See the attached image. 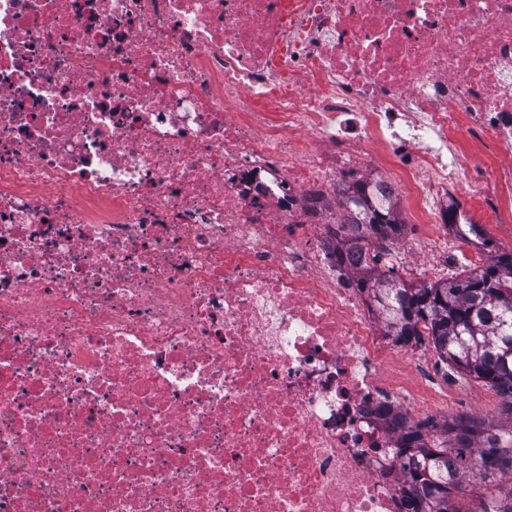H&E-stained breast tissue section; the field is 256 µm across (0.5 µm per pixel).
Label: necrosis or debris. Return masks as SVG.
<instances>
[{
  "mask_svg": "<svg viewBox=\"0 0 512 512\" xmlns=\"http://www.w3.org/2000/svg\"><path fill=\"white\" fill-rule=\"evenodd\" d=\"M359 183L512 224V0H0V512H406Z\"/></svg>",
  "mask_w": 512,
  "mask_h": 512,
  "instance_id": "necrosis-or-debris-1",
  "label": "necrosis or debris"
}]
</instances>
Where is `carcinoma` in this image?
I'll list each match as a JSON object with an SVG mask.
<instances>
[{
  "mask_svg": "<svg viewBox=\"0 0 512 512\" xmlns=\"http://www.w3.org/2000/svg\"><path fill=\"white\" fill-rule=\"evenodd\" d=\"M339 223L353 234L339 242V257L367 253L355 273V286L376 305L386 335L420 343V328L447 366L462 377L480 380L503 397L501 419L454 418L437 426L427 420L406 428L399 440L409 483L410 512H461L453 490L460 482L484 490L467 512H512V486L500 482L512 471V252L488 265L430 285H408L394 268L378 267L373 244L392 242L403 224L396 204L380 208L363 187L343 200ZM496 459L491 474L482 470Z\"/></svg>",
  "mask_w": 512,
  "mask_h": 512,
  "instance_id": "obj_1",
  "label": "carcinoma"
}]
</instances>
